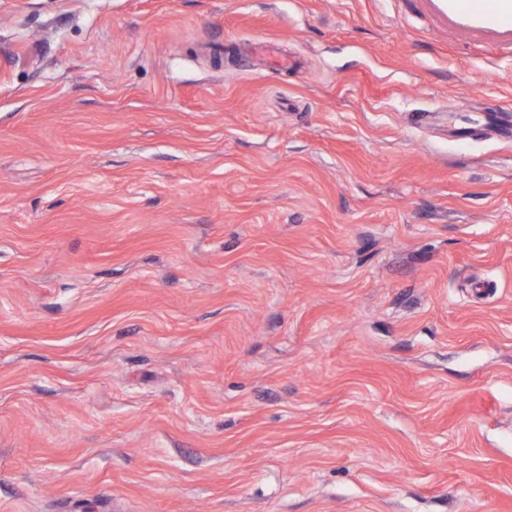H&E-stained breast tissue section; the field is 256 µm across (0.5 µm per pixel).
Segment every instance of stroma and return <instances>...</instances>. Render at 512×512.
Here are the masks:
<instances>
[{
  "label": "stroma",
  "instance_id": "1",
  "mask_svg": "<svg viewBox=\"0 0 512 512\" xmlns=\"http://www.w3.org/2000/svg\"><path fill=\"white\" fill-rule=\"evenodd\" d=\"M458 108L512 47L431 0H0V512H512V141Z\"/></svg>",
  "mask_w": 512,
  "mask_h": 512
}]
</instances>
